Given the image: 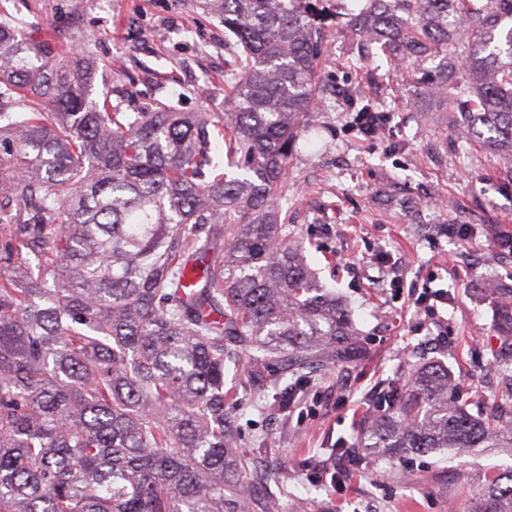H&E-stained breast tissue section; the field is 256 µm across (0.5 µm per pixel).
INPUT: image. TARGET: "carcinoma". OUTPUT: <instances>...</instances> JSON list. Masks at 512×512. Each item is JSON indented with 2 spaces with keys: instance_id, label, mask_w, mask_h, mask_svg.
Masks as SVG:
<instances>
[{
  "instance_id": "obj_1",
  "label": "carcinoma",
  "mask_w": 512,
  "mask_h": 512,
  "mask_svg": "<svg viewBox=\"0 0 512 512\" xmlns=\"http://www.w3.org/2000/svg\"><path fill=\"white\" fill-rule=\"evenodd\" d=\"M330 2L196 3L238 46L222 112L93 103L85 55L45 48L36 65L0 20V512H282L256 491L236 411L362 350L286 208L289 162L325 104ZM354 2L352 66L389 57L512 184V0ZM346 95L352 129L379 134L376 99ZM484 287L512 336V286ZM451 386L440 363L412 367L357 447L512 448V425L448 400ZM471 512H512V472Z\"/></svg>"
}]
</instances>
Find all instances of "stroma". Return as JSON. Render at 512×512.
<instances>
[{
    "label": "stroma",
    "mask_w": 512,
    "mask_h": 512,
    "mask_svg": "<svg viewBox=\"0 0 512 512\" xmlns=\"http://www.w3.org/2000/svg\"><path fill=\"white\" fill-rule=\"evenodd\" d=\"M0 16L58 58L78 50L94 63L89 99L149 112L224 109V68L232 48L224 25L194 0H0ZM354 38L332 31L319 65L328 106L322 129L288 167V203L307 261L354 311L366 356L345 369H306L290 409L256 396L236 423L269 487L287 486L285 512H468L487 476L512 470L506 448H444L392 457L356 448L358 420L379 409L389 384L411 365L438 361L452 399L484 410L512 409V378L495 362L512 344L493 330L481 284H512V190L495 179L498 159L454 136L453 115L380 59L373 73L350 68ZM374 88L387 109L382 133L367 139L349 126L342 92ZM448 292L425 311L423 284ZM353 477L336 487L337 465Z\"/></svg>",
    "instance_id": "stroma-1"
}]
</instances>
